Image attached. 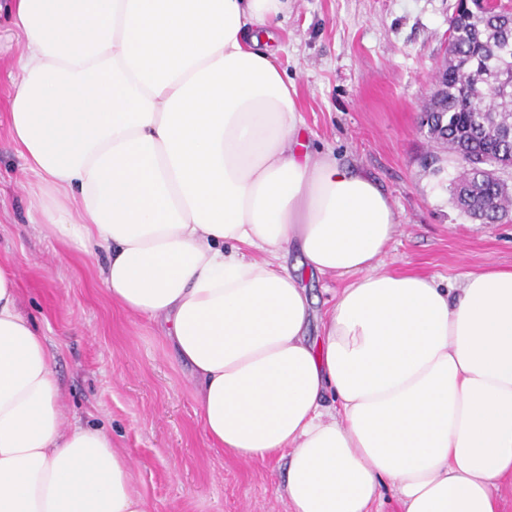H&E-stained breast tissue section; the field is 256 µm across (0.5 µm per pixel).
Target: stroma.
<instances>
[{"label": "stroma", "instance_id": "obj_1", "mask_svg": "<svg viewBox=\"0 0 512 512\" xmlns=\"http://www.w3.org/2000/svg\"><path fill=\"white\" fill-rule=\"evenodd\" d=\"M457 0H288L264 48L297 89L311 149L369 176L394 211L387 269L458 286L492 264L512 269V215L471 221L449 184L460 165L418 129L445 60ZM21 39L0 14V260L19 273V307L55 356L66 424L100 426L132 464L148 512H290L284 461L243 459L207 436L190 368L159 321L112 303L88 254L37 224L36 186L8 129Z\"/></svg>", "mask_w": 512, "mask_h": 512}]
</instances>
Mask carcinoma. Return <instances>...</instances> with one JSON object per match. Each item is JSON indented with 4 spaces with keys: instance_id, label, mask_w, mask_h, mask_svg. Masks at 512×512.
<instances>
[{
    "instance_id": "carcinoma-1",
    "label": "carcinoma",
    "mask_w": 512,
    "mask_h": 512,
    "mask_svg": "<svg viewBox=\"0 0 512 512\" xmlns=\"http://www.w3.org/2000/svg\"><path fill=\"white\" fill-rule=\"evenodd\" d=\"M448 32L459 62L439 77L440 100L426 106L422 121L438 147L461 165L450 184L456 205L471 220L492 223L512 210L507 182L479 168H512V104L488 85L493 77L512 74V19L506 8L470 0L451 17Z\"/></svg>"
}]
</instances>
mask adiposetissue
Listing matches in <instances>:
<instances>
[{"instance_id": "obj_1", "label": "adipose tissue", "mask_w": 512, "mask_h": 512, "mask_svg": "<svg viewBox=\"0 0 512 512\" xmlns=\"http://www.w3.org/2000/svg\"><path fill=\"white\" fill-rule=\"evenodd\" d=\"M9 131L43 224L161 319L208 437L286 459L291 512H498L512 478V270H385L380 189L303 147L256 28L286 0H13ZM296 266H289V255ZM348 283L309 336L302 277ZM0 262V512H147L128 455L63 427L55 359Z\"/></svg>"}]
</instances>
